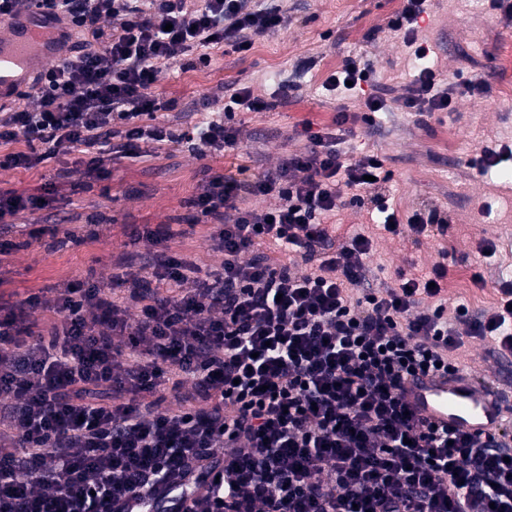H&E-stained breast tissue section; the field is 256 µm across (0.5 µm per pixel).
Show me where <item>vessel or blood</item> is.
I'll return each instance as SVG.
<instances>
[{"label": "vessel or blood", "mask_w": 512, "mask_h": 512, "mask_svg": "<svg viewBox=\"0 0 512 512\" xmlns=\"http://www.w3.org/2000/svg\"><path fill=\"white\" fill-rule=\"evenodd\" d=\"M0 36V105L12 92L36 83L38 61L65 53L53 26L44 23L38 9L21 11L6 21ZM403 397L414 414L441 431L485 434L497 430L503 412L496 395L468 371L429 372L408 377Z\"/></svg>", "instance_id": "1"}]
</instances>
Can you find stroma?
Here are the masks:
<instances>
[{
    "mask_svg": "<svg viewBox=\"0 0 512 512\" xmlns=\"http://www.w3.org/2000/svg\"><path fill=\"white\" fill-rule=\"evenodd\" d=\"M405 0H283L286 21L276 31L252 38L249 51L212 50L209 66H172L153 90L173 102V123L194 120L196 103L208 97L209 110L221 112L224 93L250 87L253 96L271 102L259 112H240L239 149L200 161L171 145L149 157L122 160L111 166L105 181L88 185L59 184L47 195L50 222L30 223L20 231L0 234V247L10 255L0 275V296L26 294L65 281L93 279L110 282L112 262L127 249L133 228L170 224L180 230L174 244L179 256L214 265L209 227L190 225L186 200L203 177L204 168L231 173L237 164L259 175L282 158L304 152L307 142L298 131L302 122L331 123L338 105L362 112L360 95H344L324 86L347 59L370 63L386 86L390 107L372 124L361 125L355 152L374 153L392 174L390 204L400 217L434 207L448 218L445 235L402 239L376 226L366 210L339 205L336 233L363 232L373 237L366 281L375 286L394 283L408 267L425 271L437 263L448 267L447 316L457 304L480 314L498 302L500 281L512 278V175L497 167L480 175L473 161L483 146H512V72L498 58L512 45V25L505 24L488 0H430L429 15L419 37L431 46L433 59L448 80L480 79L489 86L486 97L459 98L454 113H440L418 122L401 110L397 99L413 74L414 56L387 22ZM289 93H282V86ZM455 137L460 147L448 151L444 142ZM493 255H485L486 244ZM462 367L494 382L502 406L512 418V354L490 351L475 338L465 341Z\"/></svg>",
    "mask_w": 512,
    "mask_h": 512,
    "instance_id": "obj_1",
    "label": "stroma"
}]
</instances>
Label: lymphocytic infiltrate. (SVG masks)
Returning a JSON list of instances; mask_svg holds the SVG:
<instances>
[{"instance_id":"1","label":"lymphocytic infiltrate","mask_w":512,"mask_h":512,"mask_svg":"<svg viewBox=\"0 0 512 512\" xmlns=\"http://www.w3.org/2000/svg\"><path fill=\"white\" fill-rule=\"evenodd\" d=\"M32 6L73 41L24 107L0 114V169L61 167L41 194L0 191V223H25L58 180L105 179L115 160L172 144L199 158L237 149L228 115L269 107L240 87L223 114L179 126L153 86L171 65L209 64L208 47L250 50L251 35L283 24L275 0H0V19ZM426 12L406 0L387 24L421 62L398 103L422 118L488 92L480 80L447 88L427 64ZM373 82L347 59L326 87L370 85L363 115L303 123L306 150L273 172L240 164L199 182L187 206L211 224L218 264L173 253L171 225L146 226L111 286L0 299V512H126L182 490L188 512H512V424L440 432L400 395L410 375L458 371L465 338L512 353V284L491 313L459 306L453 325L447 266L363 287L372 238L330 224L346 196L374 203L391 235L448 230L433 210L400 220L383 159L347 150L356 123L386 107ZM266 196L277 206H253Z\"/></svg>"}]
</instances>
